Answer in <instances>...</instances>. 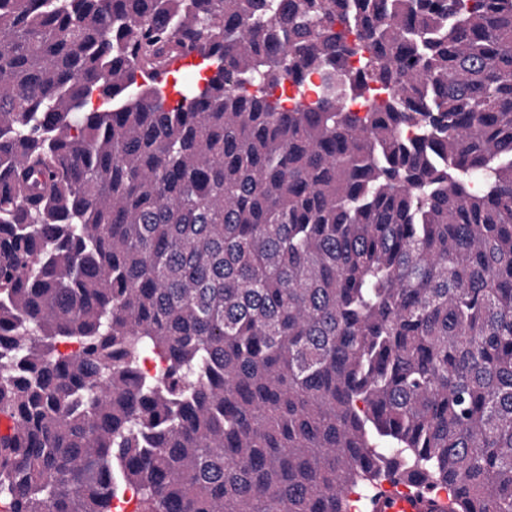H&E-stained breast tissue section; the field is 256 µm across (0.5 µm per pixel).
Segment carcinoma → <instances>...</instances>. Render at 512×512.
I'll use <instances>...</instances> for the list:
<instances>
[{
    "label": "carcinoma",
    "mask_w": 512,
    "mask_h": 512,
    "mask_svg": "<svg viewBox=\"0 0 512 512\" xmlns=\"http://www.w3.org/2000/svg\"><path fill=\"white\" fill-rule=\"evenodd\" d=\"M2 414L0 512H512V0H0ZM382 483L369 501V512H444L448 506L444 495H432L428 491L410 494L398 479Z\"/></svg>",
    "instance_id": "1"
}]
</instances>
